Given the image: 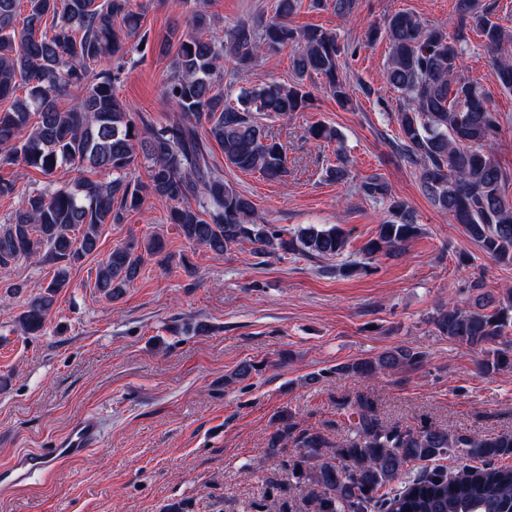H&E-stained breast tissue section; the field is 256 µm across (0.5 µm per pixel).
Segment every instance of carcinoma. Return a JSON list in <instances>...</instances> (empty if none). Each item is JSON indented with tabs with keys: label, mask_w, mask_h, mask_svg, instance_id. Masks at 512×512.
<instances>
[{
	"label": "carcinoma",
	"mask_w": 512,
	"mask_h": 512,
	"mask_svg": "<svg viewBox=\"0 0 512 512\" xmlns=\"http://www.w3.org/2000/svg\"><path fill=\"white\" fill-rule=\"evenodd\" d=\"M298 0H277L275 14L254 24L241 22L221 37L195 6L189 30L173 29L159 52L176 49L173 75L162 105L180 120L157 126L133 112L116 95L115 85L128 61L129 40L146 38L142 14L133 0H0V167L25 165L40 171L47 184L29 192L24 205L0 224V275L18 263L37 260L55 266L44 291L26 304L17 319L21 331L40 336L56 303L70 287L71 265L94 253L101 229L121 224L150 196L172 202L168 220L186 242L222 255L234 246L253 245L256 254L334 256L347 247L337 226L309 225L288 236L258 216L252 200L224 181L211 162V142L228 166L256 172L271 181L288 176L287 151L262 119L302 112L311 101L304 81L325 79L336 102H348L340 74L344 53L336 33L319 27L296 29L289 18ZM465 27L450 36L410 12H397L366 35L370 43L388 40L386 83L406 102L397 115L398 151L418 170L423 191L437 208L460 224L481 250L512 264V197L495 151L504 132L502 117L482 89L457 77L469 50L467 31L476 32L501 87L512 90V56L504 27L480 0H456ZM294 47L296 80L243 91L230 102L221 88L223 62L236 70L253 65L261 53ZM26 94L17 95L19 88ZM73 105L62 108L59 100ZM149 162L148 181L132 177L137 154ZM88 167L112 173L108 181L88 177L73 183L55 178L60 168ZM371 199L389 201L391 219L362 247L368 260L401 251L419 236L414 211L392 197L376 178L360 184ZM166 263L160 239H131L112 248L99 263L94 288L108 301L123 295L140 275L145 256ZM481 279L466 291H481L474 308L450 302L430 317L437 335L476 348L512 330V297L488 309ZM424 353L396 347L371 359L336 368L347 376L372 377L415 369ZM350 419L349 435L333 444L322 431L294 435L284 424L268 439L266 456L276 467L308 485L301 510L287 501L250 504L267 512H512V432L472 435L435 427L423 418L414 427L387 425L377 403L360 395L338 403ZM295 439L303 452L288 458ZM448 455L480 462L465 465L453 478L442 466L412 474L414 461ZM388 492H381L383 488Z\"/></svg>",
	"instance_id": "obj_1"
}]
</instances>
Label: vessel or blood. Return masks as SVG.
I'll return each instance as SVG.
<instances>
[{
    "instance_id": "obj_1",
    "label": "vessel or blood",
    "mask_w": 512,
    "mask_h": 512,
    "mask_svg": "<svg viewBox=\"0 0 512 512\" xmlns=\"http://www.w3.org/2000/svg\"><path fill=\"white\" fill-rule=\"evenodd\" d=\"M102 427L97 415L89 414L78 420L68 432L55 441L53 447L16 455L10 464L0 469V485L21 487L42 472L48 462H68L84 456L101 441Z\"/></svg>"
}]
</instances>
